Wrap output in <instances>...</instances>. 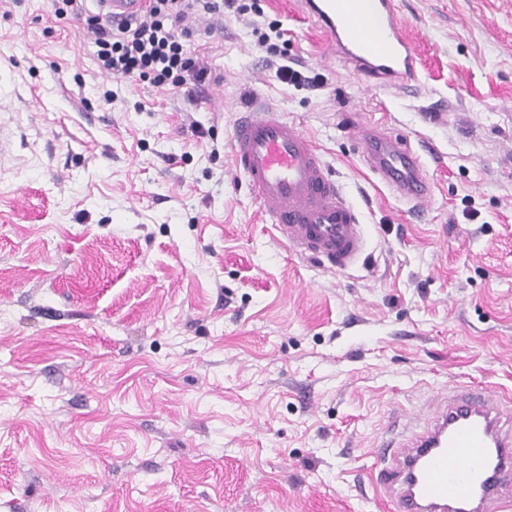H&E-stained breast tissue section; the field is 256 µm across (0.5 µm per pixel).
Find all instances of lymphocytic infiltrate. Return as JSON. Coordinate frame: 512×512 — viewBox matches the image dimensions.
<instances>
[{"mask_svg": "<svg viewBox=\"0 0 512 512\" xmlns=\"http://www.w3.org/2000/svg\"><path fill=\"white\" fill-rule=\"evenodd\" d=\"M228 7L240 15L259 10L245 0H153L150 13L129 23L115 25L91 16L88 30L97 63L109 75L147 79L165 91L200 83L207 70L189 54L187 41L199 13L220 17Z\"/></svg>", "mask_w": 512, "mask_h": 512, "instance_id": "f902f5d3", "label": "lymphocytic infiltrate"}]
</instances>
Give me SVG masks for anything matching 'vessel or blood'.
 I'll return each mask as SVG.
<instances>
[{
  "instance_id": "1",
  "label": "vessel or blood",
  "mask_w": 512,
  "mask_h": 512,
  "mask_svg": "<svg viewBox=\"0 0 512 512\" xmlns=\"http://www.w3.org/2000/svg\"><path fill=\"white\" fill-rule=\"evenodd\" d=\"M149 0H97L110 18L142 14ZM327 52L363 78L386 87L419 83L418 54L395 0H301ZM367 167L426 216L433 184L406 138L378 125L354 129ZM232 153L273 229L293 252L332 271L365 253L357 210L343 197L311 136L300 123L250 108L233 128ZM512 397L489 387H452L433 415L403 441L378 442L371 478L393 512H512Z\"/></svg>"
}]
</instances>
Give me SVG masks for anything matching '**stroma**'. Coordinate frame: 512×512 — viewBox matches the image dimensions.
<instances>
[{"label":"stroma","mask_w":512,"mask_h":512,"mask_svg":"<svg viewBox=\"0 0 512 512\" xmlns=\"http://www.w3.org/2000/svg\"><path fill=\"white\" fill-rule=\"evenodd\" d=\"M398 2L417 89L258 0L323 89L281 82L228 14L197 18L209 74L187 94L98 68L95 0H0V512H387L386 431L453 385L512 392V0ZM251 105L319 145L357 265L273 230L232 156ZM353 114L421 155L427 220L363 165Z\"/></svg>","instance_id":"stroma-1"}]
</instances>
